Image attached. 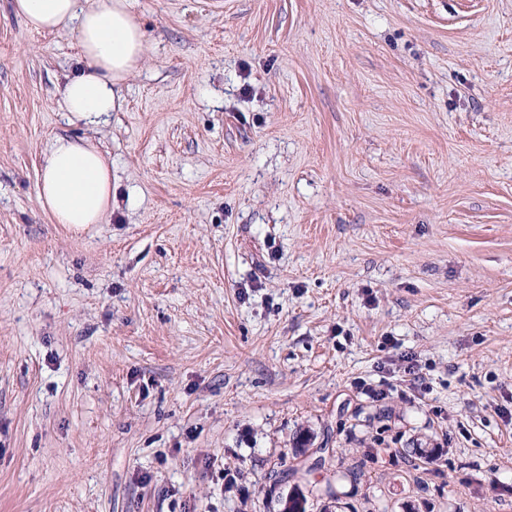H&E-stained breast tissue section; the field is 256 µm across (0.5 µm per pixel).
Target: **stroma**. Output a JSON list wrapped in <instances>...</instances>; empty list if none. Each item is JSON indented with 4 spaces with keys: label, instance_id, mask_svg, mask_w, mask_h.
Here are the masks:
<instances>
[{
    "label": "stroma",
    "instance_id": "stroma-1",
    "mask_svg": "<svg viewBox=\"0 0 512 512\" xmlns=\"http://www.w3.org/2000/svg\"><path fill=\"white\" fill-rule=\"evenodd\" d=\"M131 5L91 128L0 0V512H512V0ZM112 166L89 140L57 137L37 183V199L54 224H101L112 211Z\"/></svg>",
    "mask_w": 512,
    "mask_h": 512
}]
</instances>
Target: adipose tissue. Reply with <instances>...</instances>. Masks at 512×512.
Returning <instances> with one entry per match:
<instances>
[{
	"label": "adipose tissue",
	"instance_id": "obj_1",
	"mask_svg": "<svg viewBox=\"0 0 512 512\" xmlns=\"http://www.w3.org/2000/svg\"><path fill=\"white\" fill-rule=\"evenodd\" d=\"M12 8L31 29L76 32L80 65L57 90L61 106L86 126L107 123L121 106L120 86L146 53L131 0H13ZM115 185L111 164L95 146L58 137L45 159L37 199L54 223L99 224L112 209Z\"/></svg>",
	"mask_w": 512,
	"mask_h": 512
}]
</instances>
